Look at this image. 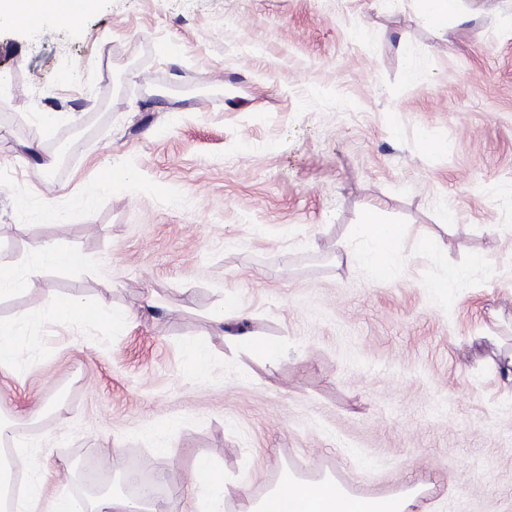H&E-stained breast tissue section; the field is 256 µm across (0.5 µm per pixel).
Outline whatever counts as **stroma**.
Listing matches in <instances>:
<instances>
[{"label": "stroma", "mask_w": 512, "mask_h": 512, "mask_svg": "<svg viewBox=\"0 0 512 512\" xmlns=\"http://www.w3.org/2000/svg\"><path fill=\"white\" fill-rule=\"evenodd\" d=\"M458 10L438 28L418 0H97L0 26V262L80 257L0 295V320L31 317L0 373L23 479L72 496L118 448L165 473L174 512L201 457L245 487L224 512L286 475L512 512V0ZM370 210L403 232L384 279L352 234ZM434 249L466 288L432 289ZM46 288L134 319L58 322ZM227 307L277 355L225 338ZM41 266L74 267L78 264V255L54 244L41 243L37 246Z\"/></svg>", "instance_id": "obj_1"}]
</instances>
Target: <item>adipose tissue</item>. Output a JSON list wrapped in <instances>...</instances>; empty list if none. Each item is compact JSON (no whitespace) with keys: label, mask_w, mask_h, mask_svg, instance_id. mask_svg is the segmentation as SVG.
<instances>
[{"label":"adipose tissue","mask_w":512,"mask_h":512,"mask_svg":"<svg viewBox=\"0 0 512 512\" xmlns=\"http://www.w3.org/2000/svg\"><path fill=\"white\" fill-rule=\"evenodd\" d=\"M354 235L364 245V261L373 274L389 267L392 245L400 231L396 225L381 223L375 212H367ZM197 473L191 479L200 492L194 501L195 512H224V504L239 494L240 486L227 483L217 467L207 459L198 460ZM409 499L405 496L388 497L371 504H363L331 482L317 485L289 486L287 492H274L261 503L249 506L247 512H407Z\"/></svg>","instance_id":"obj_1"}]
</instances>
